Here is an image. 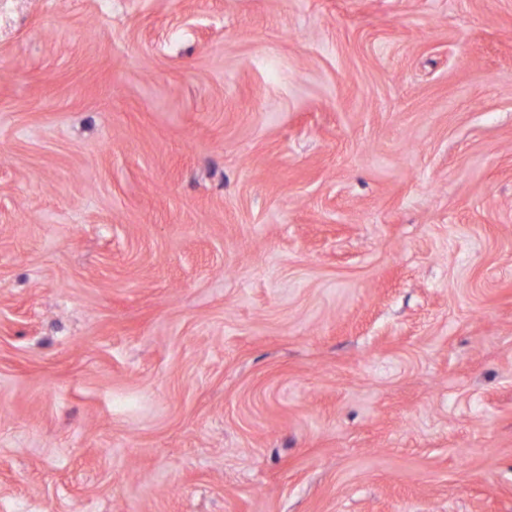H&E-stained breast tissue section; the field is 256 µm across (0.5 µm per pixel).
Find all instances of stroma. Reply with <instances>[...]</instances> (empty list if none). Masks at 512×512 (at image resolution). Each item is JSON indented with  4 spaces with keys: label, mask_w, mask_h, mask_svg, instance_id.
Here are the masks:
<instances>
[{
    "label": "stroma",
    "mask_w": 512,
    "mask_h": 512,
    "mask_svg": "<svg viewBox=\"0 0 512 512\" xmlns=\"http://www.w3.org/2000/svg\"><path fill=\"white\" fill-rule=\"evenodd\" d=\"M0 512H512V0H0Z\"/></svg>",
    "instance_id": "obj_1"
}]
</instances>
